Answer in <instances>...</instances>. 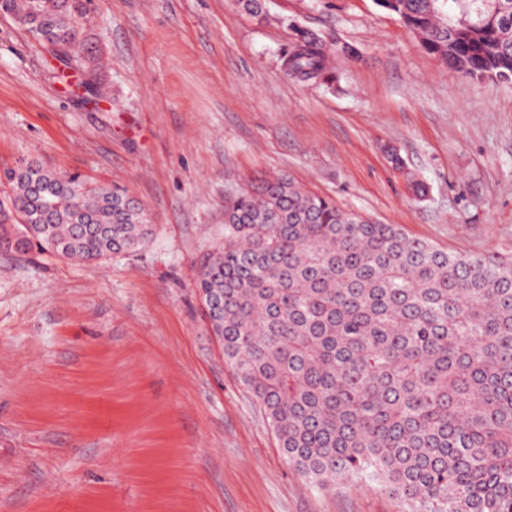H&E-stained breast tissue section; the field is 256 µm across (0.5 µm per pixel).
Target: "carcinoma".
Segmentation results:
<instances>
[{"label": "carcinoma", "instance_id": "carcinoma-1", "mask_svg": "<svg viewBox=\"0 0 512 512\" xmlns=\"http://www.w3.org/2000/svg\"><path fill=\"white\" fill-rule=\"evenodd\" d=\"M86 0H0L47 51L80 36ZM427 53L512 79V0H376ZM330 49L296 30L282 54L302 83L332 80ZM0 245L94 261L151 235L142 203L38 164L0 172ZM227 363L288 465L315 486L369 478L409 512H512V254L444 251L307 191L262 178L224 204V245L196 267Z\"/></svg>", "mask_w": 512, "mask_h": 512}]
</instances>
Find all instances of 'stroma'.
Masks as SVG:
<instances>
[{
    "mask_svg": "<svg viewBox=\"0 0 512 512\" xmlns=\"http://www.w3.org/2000/svg\"><path fill=\"white\" fill-rule=\"evenodd\" d=\"M264 10L89 0L103 98L0 15V168L80 174L152 225L99 261L0 247V512H407L378 482L325 490L286 463L194 264L224 241L225 200L278 174L442 249L511 253L512 83L449 69L376 0ZM300 28L356 49L332 86L285 75Z\"/></svg>",
    "mask_w": 512,
    "mask_h": 512,
    "instance_id": "stroma-1",
    "label": "stroma"
}]
</instances>
